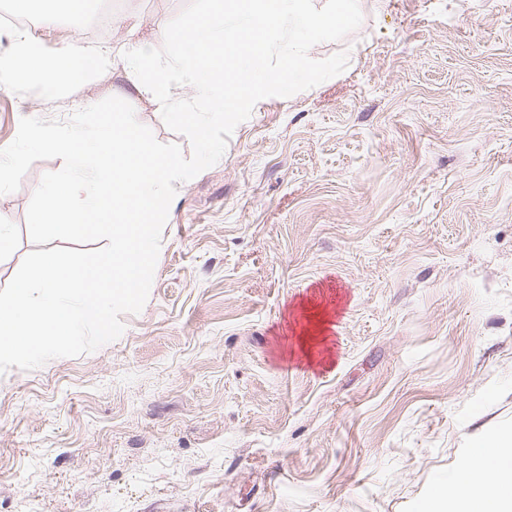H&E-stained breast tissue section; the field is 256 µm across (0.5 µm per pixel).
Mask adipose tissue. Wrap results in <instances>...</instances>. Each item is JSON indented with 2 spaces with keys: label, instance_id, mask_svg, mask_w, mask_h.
<instances>
[{
  "label": "adipose tissue",
  "instance_id": "ef3b65f1",
  "mask_svg": "<svg viewBox=\"0 0 512 512\" xmlns=\"http://www.w3.org/2000/svg\"><path fill=\"white\" fill-rule=\"evenodd\" d=\"M108 63L106 54L90 55L73 43L51 48L31 32L18 30L8 52L0 54V84L14 87L36 76L49 95L58 75L76 83ZM422 512H512V429L483 442L481 452L470 454L448 482L434 490Z\"/></svg>",
  "mask_w": 512,
  "mask_h": 512
}]
</instances>
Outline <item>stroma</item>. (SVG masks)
<instances>
[{
    "instance_id": "1",
    "label": "stroma",
    "mask_w": 512,
    "mask_h": 512,
    "mask_svg": "<svg viewBox=\"0 0 512 512\" xmlns=\"http://www.w3.org/2000/svg\"><path fill=\"white\" fill-rule=\"evenodd\" d=\"M189 0L61 17L46 45L108 47L53 97L0 90V149L124 82L121 53ZM313 46L339 75L259 101L177 184L147 301L94 352L0 375V512H418L473 444L512 428V0H359ZM137 120L191 156L143 98ZM0 195V289L36 246L42 176ZM332 315L309 364L294 330Z\"/></svg>"
}]
</instances>
